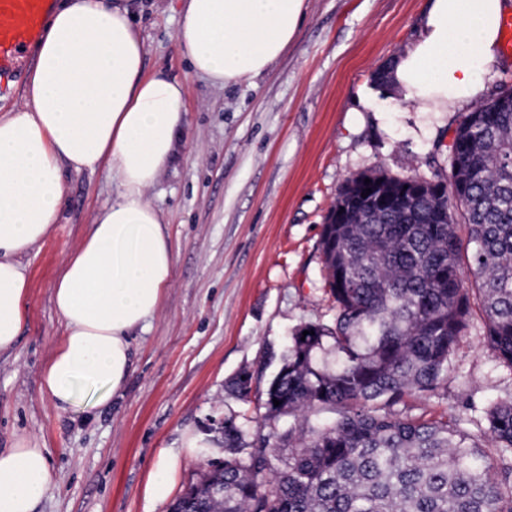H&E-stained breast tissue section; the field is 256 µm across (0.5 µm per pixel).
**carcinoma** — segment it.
I'll return each instance as SVG.
<instances>
[{
    "mask_svg": "<svg viewBox=\"0 0 512 512\" xmlns=\"http://www.w3.org/2000/svg\"><path fill=\"white\" fill-rule=\"evenodd\" d=\"M455 132L458 214L442 220L423 197L324 225L335 324L294 331L264 402L267 418H293L278 432L288 456L267 454L259 431L226 415L216 439L224 464L207 461L171 512H512V398L489 401L468 428L395 409L409 395L438 394L473 296L512 370V112H466ZM319 351L336 354L334 369L316 366ZM252 378L244 368L230 382L244 402ZM220 483L222 500L210 492Z\"/></svg>",
    "mask_w": 512,
    "mask_h": 512,
    "instance_id": "1",
    "label": "carcinoma"
}]
</instances>
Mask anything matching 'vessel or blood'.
I'll return each mask as SVG.
<instances>
[{
    "label": "vessel or blood",
    "mask_w": 512,
    "mask_h": 512,
    "mask_svg": "<svg viewBox=\"0 0 512 512\" xmlns=\"http://www.w3.org/2000/svg\"><path fill=\"white\" fill-rule=\"evenodd\" d=\"M49 0H0V78L20 76Z\"/></svg>",
    "instance_id": "vessel-or-blood-1"
}]
</instances>
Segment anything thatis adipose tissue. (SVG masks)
Returning <instances> with one entry per match:
<instances>
[{
	"label": "adipose tissue",
	"mask_w": 512,
	"mask_h": 512,
	"mask_svg": "<svg viewBox=\"0 0 512 512\" xmlns=\"http://www.w3.org/2000/svg\"><path fill=\"white\" fill-rule=\"evenodd\" d=\"M306 0H184L178 37L212 85L250 82L294 40ZM512 0H431L424 31L390 75L422 112L472 106L478 71L501 62L500 22ZM24 103L0 115V353L27 319L30 255L56 224L63 169L108 165L110 205L69 255L51 298L63 335L41 369L40 393L58 414L120 394L136 331L157 313L174 252L148 198L184 122V87L144 75V43L127 8L58 0L35 46ZM56 485L47 449L29 438L0 449V512H36Z\"/></svg>",
	"instance_id": "obj_1"
}]
</instances>
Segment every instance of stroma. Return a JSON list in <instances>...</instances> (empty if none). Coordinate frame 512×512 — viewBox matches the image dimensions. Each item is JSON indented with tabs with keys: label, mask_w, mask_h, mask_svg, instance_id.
<instances>
[{
	"label": "stroma",
	"mask_w": 512,
	"mask_h": 512,
	"mask_svg": "<svg viewBox=\"0 0 512 512\" xmlns=\"http://www.w3.org/2000/svg\"><path fill=\"white\" fill-rule=\"evenodd\" d=\"M144 40L145 71L186 89L176 160L149 198L174 251L170 286L150 329L135 340L122 394L58 415L39 393L40 371L63 328L50 290L96 213L116 192L108 166L64 170L53 232L28 261L27 322L0 354V448L14 438L49 451L56 486L37 512H169L201 471L189 434L236 412L274 434L260 403L292 331L334 320L319 250L336 196L353 176L448 179L456 112H421L378 87L418 38L429 0H307L294 42L253 82L214 87L191 69L177 39L182 0H120ZM258 373L254 401L228 386ZM512 397L473 306L438 395L408 398L425 418L465 416L467 403ZM173 467L169 493L151 495L158 458Z\"/></svg>",
	"instance_id": "35a3bbf8"
}]
</instances>
